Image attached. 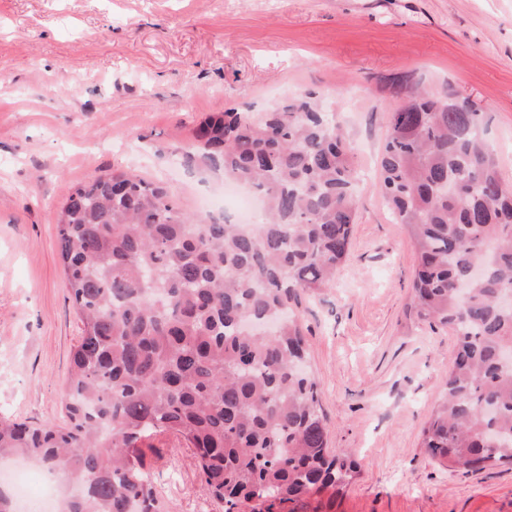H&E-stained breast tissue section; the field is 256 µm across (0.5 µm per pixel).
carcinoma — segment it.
Returning <instances> with one entry per match:
<instances>
[{
    "label": "carcinoma",
    "instance_id": "carcinoma-1",
    "mask_svg": "<svg viewBox=\"0 0 512 512\" xmlns=\"http://www.w3.org/2000/svg\"><path fill=\"white\" fill-rule=\"evenodd\" d=\"M392 89L403 102L387 114L378 183L414 243L409 313L457 337L421 447L464 475L512 465V368L502 364L512 308L499 304L512 291V185L476 101L408 75ZM182 152L253 187L263 219L188 214L132 171L74 187L57 220L81 322L67 423L0 419V458L65 467L79 487L67 512H170L139 449L164 433L191 451L224 512H298L360 475L330 450L317 383L296 368L306 354L300 297L331 287L351 248L348 133L315 92L299 91L261 115L207 116ZM266 322L271 336L248 330Z\"/></svg>",
    "mask_w": 512,
    "mask_h": 512
}]
</instances>
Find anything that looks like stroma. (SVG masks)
Masks as SVG:
<instances>
[{
	"mask_svg": "<svg viewBox=\"0 0 512 512\" xmlns=\"http://www.w3.org/2000/svg\"><path fill=\"white\" fill-rule=\"evenodd\" d=\"M410 71L483 105L512 182V0H0V417L65 421L80 322L56 222L72 186L130 169L199 213L224 176L181 162L191 129L302 90L340 116L356 169H375L400 103L389 80ZM358 193L335 285L298 308L330 446L361 466L331 512H512V468L464 476L420 446L456 337L408 317L411 235L377 179ZM152 443L174 512H223L189 450Z\"/></svg>",
	"mask_w": 512,
	"mask_h": 512,
	"instance_id": "35a3bbf8",
	"label": "stroma"
}]
</instances>
